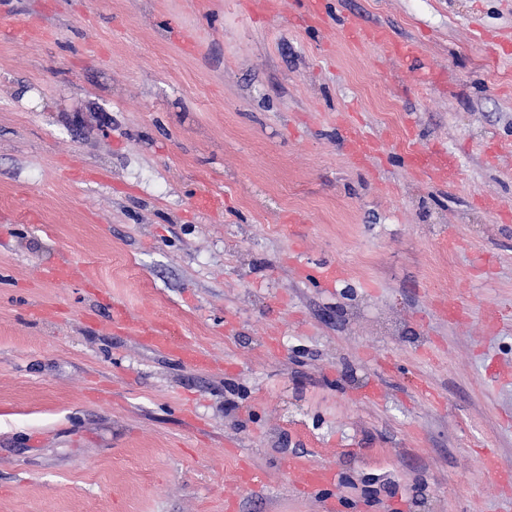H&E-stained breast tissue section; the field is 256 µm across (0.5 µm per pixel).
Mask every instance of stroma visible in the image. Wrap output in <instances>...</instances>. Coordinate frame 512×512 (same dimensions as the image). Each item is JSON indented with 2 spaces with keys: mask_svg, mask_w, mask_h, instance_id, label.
Segmentation results:
<instances>
[{
  "mask_svg": "<svg viewBox=\"0 0 512 512\" xmlns=\"http://www.w3.org/2000/svg\"><path fill=\"white\" fill-rule=\"evenodd\" d=\"M253 2L0 0V512H512V0ZM347 37L351 42L362 44L372 43L381 47L385 57L404 61L416 54V45L411 42L397 43L382 27L363 28L356 24L346 26ZM122 322L134 329L140 336H143L148 345L158 349H168L171 347V341L163 327L152 322L138 321L130 323L126 316H124ZM289 469L298 472L297 486L303 493H314L318 488L336 481L335 472L321 465H312L301 469L290 463Z\"/></svg>",
  "mask_w": 512,
  "mask_h": 512,
  "instance_id": "1",
  "label": "stroma"
}]
</instances>
